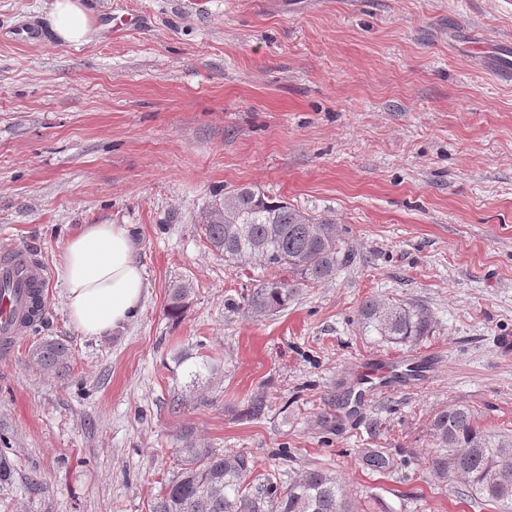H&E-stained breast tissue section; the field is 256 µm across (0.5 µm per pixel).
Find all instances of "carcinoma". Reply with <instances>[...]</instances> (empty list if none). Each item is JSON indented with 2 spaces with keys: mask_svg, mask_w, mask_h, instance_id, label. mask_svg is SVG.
<instances>
[{
  "mask_svg": "<svg viewBox=\"0 0 512 512\" xmlns=\"http://www.w3.org/2000/svg\"><path fill=\"white\" fill-rule=\"evenodd\" d=\"M205 235L229 262L253 259L288 272V278L264 282L245 296L257 317L285 309L302 287L335 277L351 259L332 219L305 214L256 186L225 192L209 212ZM188 296L187 286L173 288L167 314L182 317ZM358 320L366 332L395 344L416 342L432 326L429 313L418 305L374 299L361 304ZM68 359V348L55 341L42 342L29 353L32 366L55 369L62 376ZM430 427L436 442L430 459L435 477L442 482L461 478L474 505L498 503L503 512H512V435L480 426L466 405L436 412ZM176 441L180 467L152 512H351L339 480L322 469H309L283 487L271 473L254 478V465L243 454L200 446L190 429L182 430ZM363 465L386 472L397 460L386 451L370 450Z\"/></svg>",
  "mask_w": 512,
  "mask_h": 512,
  "instance_id": "1",
  "label": "carcinoma"
}]
</instances>
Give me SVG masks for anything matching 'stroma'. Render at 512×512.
<instances>
[{"mask_svg":"<svg viewBox=\"0 0 512 512\" xmlns=\"http://www.w3.org/2000/svg\"><path fill=\"white\" fill-rule=\"evenodd\" d=\"M51 3L0 0V248L52 273L0 354V512H150L185 428L284 487L327 470L355 512H498L435 478L430 419L464 404L512 433V83L481 49L512 45V0H82L79 46L49 30ZM116 4L141 25L114 29ZM28 20L42 42L12 39ZM242 185L335 219L352 253L266 317L240 302L273 271L225 262L204 230ZM84 224L130 225L149 283L102 338L71 324L56 274ZM369 298L424 307L430 335L365 333ZM45 340L67 376L30 368ZM415 353L420 380L337 410L367 363ZM365 448L398 468L364 469Z\"/></svg>","mask_w":512,"mask_h":512,"instance_id":"obj_1","label":"stroma"}]
</instances>
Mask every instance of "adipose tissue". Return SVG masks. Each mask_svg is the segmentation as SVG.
<instances>
[{"label":"adipose tissue","mask_w":512,"mask_h":512,"mask_svg":"<svg viewBox=\"0 0 512 512\" xmlns=\"http://www.w3.org/2000/svg\"><path fill=\"white\" fill-rule=\"evenodd\" d=\"M49 20L62 43L82 44L91 36L80 0H54ZM58 276L68 317L88 337L110 335L137 317L149 288L125 224L83 225L62 247Z\"/></svg>","instance_id":"ef3b65f1"}]
</instances>
